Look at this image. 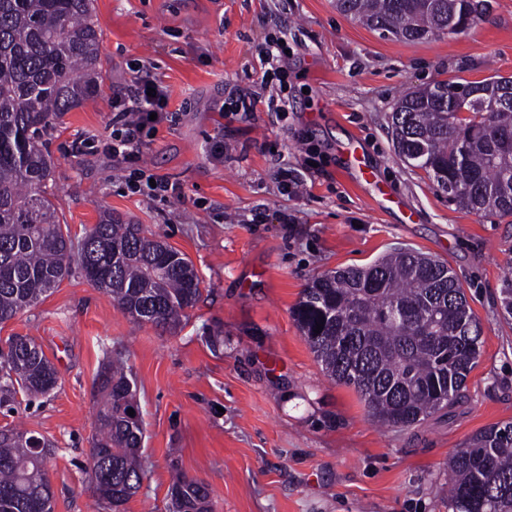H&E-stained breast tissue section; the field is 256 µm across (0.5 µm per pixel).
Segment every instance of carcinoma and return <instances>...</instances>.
<instances>
[{"label":"carcinoma","instance_id":"1","mask_svg":"<svg viewBox=\"0 0 512 512\" xmlns=\"http://www.w3.org/2000/svg\"><path fill=\"white\" fill-rule=\"evenodd\" d=\"M344 15L403 42L464 33L489 0H336ZM93 0H0V323L40 303L77 268L137 323L174 331L201 296L180 251L104 211L74 245L47 191L46 137L101 93ZM393 142L418 158L448 200L475 215L512 217V78L437 80L391 112ZM292 318L322 369L352 386L380 424L409 428L461 399L483 344L479 320L447 262L394 249L362 267L315 276ZM320 333H314L317 324ZM0 354V408L46 395L56 370L30 336ZM96 434L87 459L93 495L120 512L140 490L145 433L129 419L136 383L117 356L98 371ZM0 430V512H53L48 440ZM456 512H512V424L476 433L448 459ZM169 512H211L208 486L173 469Z\"/></svg>","mask_w":512,"mask_h":512}]
</instances>
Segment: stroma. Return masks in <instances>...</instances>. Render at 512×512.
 <instances>
[{
  "label": "stroma",
  "instance_id": "35a3bbf8",
  "mask_svg": "<svg viewBox=\"0 0 512 512\" xmlns=\"http://www.w3.org/2000/svg\"><path fill=\"white\" fill-rule=\"evenodd\" d=\"M94 12L102 92L66 113L48 143L61 221L77 243L102 210L134 220L192 260L203 291L171 333L133 322L75 272L0 324V343L33 337L57 370L49 394L0 410V427L53 443L54 512H90L94 379L116 351L146 429V475L126 512H166L174 464L208 485L213 512H455L449 455L480 429L512 423V318L498 299L512 220L459 208L404 164L389 116L436 79L512 76V0H490L468 33L416 43L351 21L336 0H94ZM281 30L282 81L262 62L265 35ZM138 63L176 113L141 164L180 184L179 198L131 194L111 157L71 149L109 136L112 92ZM240 91L262 100L259 111L220 116ZM362 163L373 181L361 179ZM284 170L296 190L284 188ZM395 246L448 262L484 336L458 403L409 428L380 425L352 387L330 379L291 317L313 276Z\"/></svg>",
  "mask_w": 512,
  "mask_h": 512
}]
</instances>
